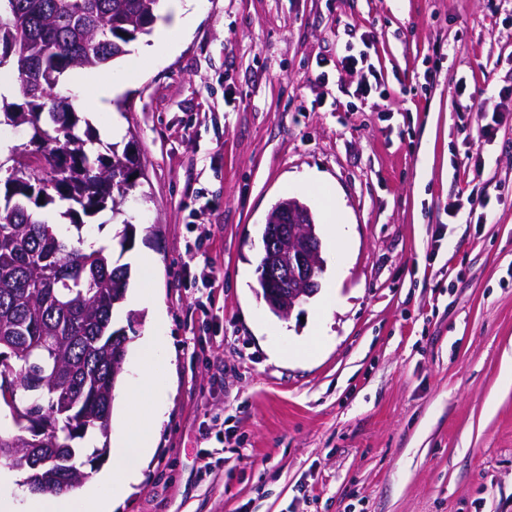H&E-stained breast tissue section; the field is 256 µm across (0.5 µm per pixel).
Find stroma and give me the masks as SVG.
<instances>
[{
	"label": "stroma",
	"mask_w": 512,
	"mask_h": 512,
	"mask_svg": "<svg viewBox=\"0 0 512 512\" xmlns=\"http://www.w3.org/2000/svg\"><path fill=\"white\" fill-rule=\"evenodd\" d=\"M151 44L107 65L111 111L79 114L143 153L123 221L84 222L136 225L174 352L120 512H512V0H206L135 65ZM350 46L369 69L342 68ZM372 73L383 94L357 97ZM323 190L352 235L322 242L342 302L316 343L315 299L278 317L254 286L271 207L320 225ZM201 234L210 288L184 280Z\"/></svg>",
	"instance_id": "1"
}]
</instances>
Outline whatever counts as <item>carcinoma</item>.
<instances>
[{"label": "carcinoma", "instance_id": "cac0c4a2", "mask_svg": "<svg viewBox=\"0 0 512 512\" xmlns=\"http://www.w3.org/2000/svg\"><path fill=\"white\" fill-rule=\"evenodd\" d=\"M159 0H0V70L16 75L3 118L24 135L0 159V396L15 430L0 433V462L29 473L33 493H66L106 452L114 389L130 338L115 326L132 271L106 247L83 248V217L123 204L141 173L133 142L91 156L64 74L127 54L150 32ZM65 206L69 224L43 209ZM104 440L81 459L80 444ZM44 461L34 467L28 452Z\"/></svg>", "mask_w": 512, "mask_h": 512}]
</instances>
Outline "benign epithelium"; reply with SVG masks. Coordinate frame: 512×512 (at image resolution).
<instances>
[{"mask_svg": "<svg viewBox=\"0 0 512 512\" xmlns=\"http://www.w3.org/2000/svg\"><path fill=\"white\" fill-rule=\"evenodd\" d=\"M311 217L303 206H291L288 209V223L277 227L276 237L288 238V258L276 250H270L264 262L266 270L275 279L288 283L291 288L279 290L282 311L288 313L299 302L309 288L315 285V270L322 265L321 240L310 225Z\"/></svg>", "mask_w": 512, "mask_h": 512, "instance_id": "7a95c632", "label": "benign epithelium"}]
</instances>
